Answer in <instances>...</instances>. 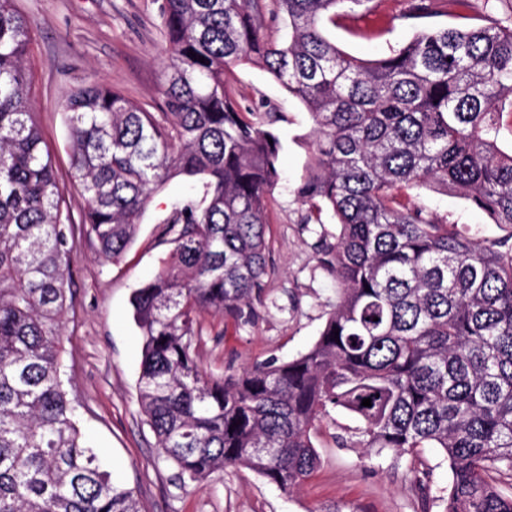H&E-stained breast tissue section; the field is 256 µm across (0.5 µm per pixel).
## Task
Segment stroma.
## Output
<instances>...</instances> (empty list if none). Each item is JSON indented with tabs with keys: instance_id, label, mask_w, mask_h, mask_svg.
<instances>
[{
	"instance_id": "obj_1",
	"label": "stroma",
	"mask_w": 512,
	"mask_h": 512,
	"mask_svg": "<svg viewBox=\"0 0 512 512\" xmlns=\"http://www.w3.org/2000/svg\"><path fill=\"white\" fill-rule=\"evenodd\" d=\"M413 0H371L369 7L339 13L328 36L347 54L373 59L408 41L415 28L405 18ZM437 25L466 28L490 21L512 26V0H441ZM31 23L32 110L44 142L66 184V206L78 230L70 261L72 305L63 327L65 378L79 402L81 425L100 449L115 482L133 488L142 512H422L412 489L408 457L384 452L367 457L338 445L356 419L332 412L317 424L320 465L293 494L242 469L228 467L201 484H180L163 461L137 401L142 337L132 295L167 259L157 216L172 197L191 194L176 178L154 197L136 236L119 262L102 259L80 232L84 197L69 188V147L63 109L67 85L98 80L149 112L162 111L159 86L167 56L155 0H15ZM243 107L269 103L283 115L277 187L268 197L266 241L271 273L264 303L251 323L236 325L204 311L198 317L195 356L207 372L227 376L270 360L286 362L307 352L336 305V285L318 265L314 244L336 231L330 212L307 222V205L295 193L315 146L314 122L304 104L265 69L237 66L229 77ZM411 204L466 230L489 245L512 239V225L496 224L458 193L422 187Z\"/></svg>"
}]
</instances>
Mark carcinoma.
<instances>
[{"label": "carcinoma", "instance_id": "obj_1", "mask_svg": "<svg viewBox=\"0 0 512 512\" xmlns=\"http://www.w3.org/2000/svg\"><path fill=\"white\" fill-rule=\"evenodd\" d=\"M170 64L165 111L99 82L65 91L69 177L83 227L116 262L170 179L199 183L159 220L174 248L133 293L142 336L138 402L181 483L246 468L290 494L319 458L316 424L355 416L350 446L409 456L423 512H512L486 478L512 474V247L483 246L399 200L434 184L512 224V27L425 25L376 60L350 56L323 23L370 0H156ZM417 0L410 19L431 18ZM284 30L262 35L267 19ZM32 27L0 0V512H141L83 433L62 378L74 227L34 113ZM205 62H200L199 58ZM259 65L299 98L316 148L297 197L329 210L318 263L336 305L313 346L234 376L204 372L198 313L250 322L270 273L266 197L279 178L278 113L244 109L227 74ZM339 338H334V331ZM371 399V406L362 400ZM423 448L448 460L431 496Z\"/></svg>", "mask_w": 512, "mask_h": 512}]
</instances>
